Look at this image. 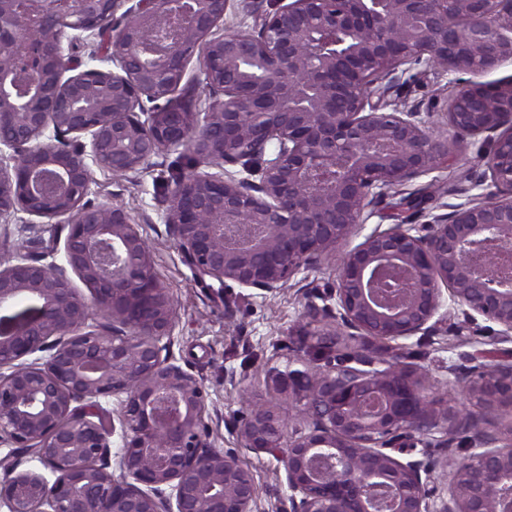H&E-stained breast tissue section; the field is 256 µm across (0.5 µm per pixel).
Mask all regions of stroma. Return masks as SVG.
<instances>
[{
    "instance_id": "obj_1",
    "label": "stroma",
    "mask_w": 512,
    "mask_h": 512,
    "mask_svg": "<svg viewBox=\"0 0 512 512\" xmlns=\"http://www.w3.org/2000/svg\"><path fill=\"white\" fill-rule=\"evenodd\" d=\"M460 85V76L442 75L420 66L395 102L399 108L419 110L437 128L444 124L442 110L447 99ZM477 150L474 144L463 146L455 162L438 171L433 195L423 207L408 209L400 204L402 197L417 190V183L390 192L383 203V215L370 217L363 233L401 220L424 224L442 213L444 205L452 201L451 188L470 187L481 177ZM177 157L174 151L161 153L151 159L144 172L124 176L94 169L88 198L94 204L119 206L130 212L140 234L153 248L154 273L170 289L177 310L169 351L175 364L190 373L207 394L208 442L221 451H237L252 470L258 491L257 512H288L289 491L282 462L239 447L235 427L244 411L240 392L247 389L268 397L266 368L304 352L306 341L300 334L304 307L310 301L326 304L330 289L336 285V263L330 259L300 273L276 294L263 295L235 285L223 290L207 287L177 248L163 220L165 193L178 175ZM55 231L54 225L22 213L9 223L0 222V263H14L15 246L21 241L26 244L27 255L49 253L54 262H62V253L52 250ZM497 345V337L482 321L457 336L444 333L412 338L403 360L443 380L449 365L459 363L461 354Z\"/></svg>"
}]
</instances>
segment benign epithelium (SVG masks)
Here are the masks:
<instances>
[{
	"label": "benign epithelium",
	"mask_w": 512,
	"mask_h": 512,
	"mask_svg": "<svg viewBox=\"0 0 512 512\" xmlns=\"http://www.w3.org/2000/svg\"><path fill=\"white\" fill-rule=\"evenodd\" d=\"M228 2L0 0V221L67 217L64 263L19 253L0 267V446L42 466L10 469L0 505L255 512L251 469L210 447L204 390L163 343L174 303L134 218L86 201L91 165L126 175L181 149L193 163L165 223L200 280L278 293L339 256L334 305H305L311 353L266 371L303 427L255 396L236 427L241 448L283 463L288 512H512V421L489 428L512 411V78L463 83L445 135L386 111L416 65L483 76L511 62L512 0H277L256 31L224 27ZM90 38L112 67L63 49ZM199 50L203 110L184 83ZM467 142L480 143L481 193L349 246L389 192ZM454 310L464 322L447 323ZM97 313L112 333L89 324ZM480 319L503 346L448 366L461 412L403 350ZM117 424L116 474L102 460Z\"/></svg>",
	"instance_id": "7a95c632"
}]
</instances>
